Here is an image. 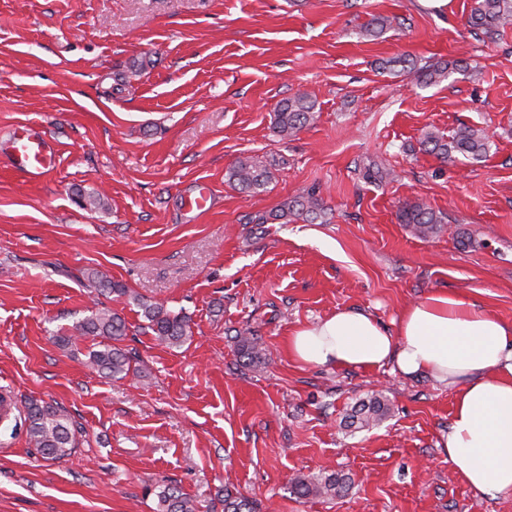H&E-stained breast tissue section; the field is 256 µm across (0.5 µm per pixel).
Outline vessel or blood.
Instances as JSON below:
<instances>
[{
	"instance_id": "obj_1",
	"label": "vessel or blood",
	"mask_w": 512,
	"mask_h": 512,
	"mask_svg": "<svg viewBox=\"0 0 512 512\" xmlns=\"http://www.w3.org/2000/svg\"><path fill=\"white\" fill-rule=\"evenodd\" d=\"M0 158L19 179L27 183L42 182L57 164V148L44 131L33 125H19L0 139ZM183 205L187 213L201 216L214 206L208 185H198L186 195Z\"/></svg>"
}]
</instances>
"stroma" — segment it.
I'll use <instances>...</instances> for the list:
<instances>
[{
    "instance_id": "35a3bbf8",
    "label": "stroma",
    "mask_w": 512,
    "mask_h": 512,
    "mask_svg": "<svg viewBox=\"0 0 512 512\" xmlns=\"http://www.w3.org/2000/svg\"><path fill=\"white\" fill-rule=\"evenodd\" d=\"M472 3L0 0V132L34 124L58 148L40 184L0 170V388L58 402L87 430L53 461L0 428V512H155L166 483L200 512H222L228 488L261 512H512V493L476 495L443 452L448 386L288 352L295 329L336 311L388 328L435 290L512 322V29L478 40ZM375 17L391 25L366 37ZM403 55L468 70L431 86L382 70ZM298 94L315 117L279 137L273 114ZM463 125L489 134L482 161L422 151L426 131ZM256 156L265 189L233 188L228 170ZM198 181L216 206L196 218L180 196ZM311 187L326 221L250 223ZM411 202L445 216L439 234L401 224ZM89 268L184 311L191 338L160 344L126 298L87 287ZM96 298L126 319L137 377L88 367L91 339L58 345ZM246 328L264 342L256 370L238 353ZM379 389L391 416L348 427ZM330 470L351 475L345 494L293 493Z\"/></svg>"
}]
</instances>
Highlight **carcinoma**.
I'll use <instances>...</instances> for the list:
<instances>
[{
	"instance_id": "carcinoma-1",
	"label": "carcinoma",
	"mask_w": 512,
	"mask_h": 512,
	"mask_svg": "<svg viewBox=\"0 0 512 512\" xmlns=\"http://www.w3.org/2000/svg\"><path fill=\"white\" fill-rule=\"evenodd\" d=\"M468 23L474 36L484 41L496 40L506 29L512 28V0H473ZM389 65L394 68L401 67L407 75L427 85L438 84L451 73L466 69L465 65L458 62L443 67L438 64L419 66L406 56L389 61ZM314 110L315 101L305 94L282 100L274 113L276 133L283 138L294 135L313 119ZM421 146L426 152L445 162H454L461 156L479 160L489 151L490 136L481 129L469 126L458 128L448 137L429 130L424 134ZM268 179L267 166L258 157L238 162L228 173L230 183L253 192L264 188ZM323 213V203L315 190L304 189L292 199L283 202L277 211L254 215L251 223L281 221L286 224L291 215L313 221L322 217ZM399 219L421 239L438 234L441 224L445 223L444 216L419 203L404 208ZM84 277L101 295L129 296L141 309L147 321V329L160 343L173 347L189 339V321L183 313L174 312L162 303L141 296L128 295V290L123 285L112 281L97 269L87 270ZM126 331L125 319L119 313L105 307L97 308L76 323L73 334L58 337V343L68 346L81 337H91L93 344L88 347L87 363L107 377L125 379L138 373L135 356L120 347ZM237 339L240 357L245 359L244 366L260 365L263 359L261 338L246 329L238 333ZM390 413L389 400L383 392L377 391L360 404L354 415V423L360 429L369 428L388 418ZM24 425L29 444L42 456L56 460L69 456L85 436L83 425L74 420L65 408L52 401H30ZM350 485V477L332 472L317 478H296L294 492L301 497L341 495L349 490ZM156 496V512H198L197 501L176 485L159 487ZM222 506L224 512H256L253 501L228 488L224 489Z\"/></svg>"
}]
</instances>
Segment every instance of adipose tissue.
I'll return each mask as SVG.
<instances>
[{
    "instance_id": "adipose-tissue-1",
    "label": "adipose tissue",
    "mask_w": 512,
    "mask_h": 512,
    "mask_svg": "<svg viewBox=\"0 0 512 512\" xmlns=\"http://www.w3.org/2000/svg\"><path fill=\"white\" fill-rule=\"evenodd\" d=\"M288 350L308 365L372 372L391 364L452 388L449 459L474 493L512 492V322L435 291L406 307L394 330L365 312L339 310L295 330Z\"/></svg>"
}]
</instances>
